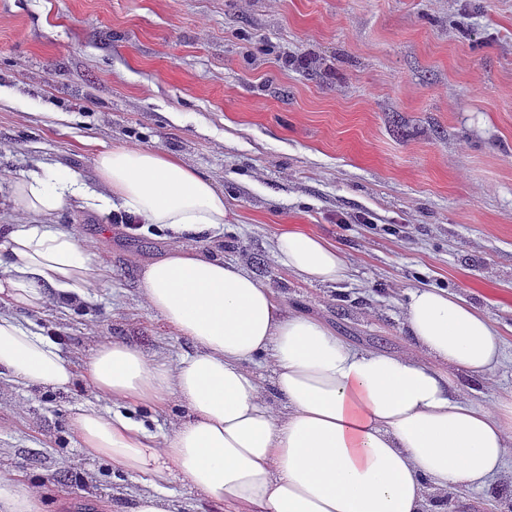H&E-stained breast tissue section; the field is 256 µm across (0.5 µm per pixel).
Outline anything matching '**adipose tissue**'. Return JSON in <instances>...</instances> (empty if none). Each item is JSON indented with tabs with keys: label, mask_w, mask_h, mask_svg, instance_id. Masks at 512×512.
Here are the masks:
<instances>
[{
	"label": "adipose tissue",
	"mask_w": 512,
	"mask_h": 512,
	"mask_svg": "<svg viewBox=\"0 0 512 512\" xmlns=\"http://www.w3.org/2000/svg\"><path fill=\"white\" fill-rule=\"evenodd\" d=\"M97 189L67 169L15 179L10 202L24 222L0 246V301L42 310L83 297L105 274L72 227L46 216L76 206L122 211L177 244L148 264L142 296L193 348L148 359L112 338L82 373L51 338L0 313V375L28 387L83 383L107 408H80V445L113 470L148 476L132 512H175L181 481L224 512H425L428 494L480 491L512 458V398L494 408L464 402L458 375L483 377L503 359L478 307L437 288L406 293L409 354L361 350L325 322L288 311L244 267L195 248L227 222L224 193L157 148L116 146L95 159ZM280 264L310 283H338L349 266L337 248L295 228L274 239ZM272 367L264 385L254 367ZM280 397L277 411L270 395ZM182 400L189 416L156 432L136 407ZM0 512H45L41 490L0 469Z\"/></svg>",
	"instance_id": "1"
}]
</instances>
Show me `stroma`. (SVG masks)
<instances>
[{
	"label": "stroma",
	"instance_id": "1",
	"mask_svg": "<svg viewBox=\"0 0 512 512\" xmlns=\"http://www.w3.org/2000/svg\"><path fill=\"white\" fill-rule=\"evenodd\" d=\"M0 89V202L39 165L92 185L100 150L161 149L224 191L228 222L203 251L366 350L408 351L407 291L447 290L504 343L484 379L460 377L464 395L512 392V0H0ZM52 221L77 226L106 276L88 297L1 313L78 367L113 337L151 359L189 349L139 294L168 232L78 208ZM289 224L337 246L348 279L310 284L278 263ZM82 404L105 406L1 376L0 467L41 487L46 512H130L150 485L84 456ZM496 486L448 512L511 503L512 459Z\"/></svg>",
	"mask_w": 512,
	"mask_h": 512
}]
</instances>
